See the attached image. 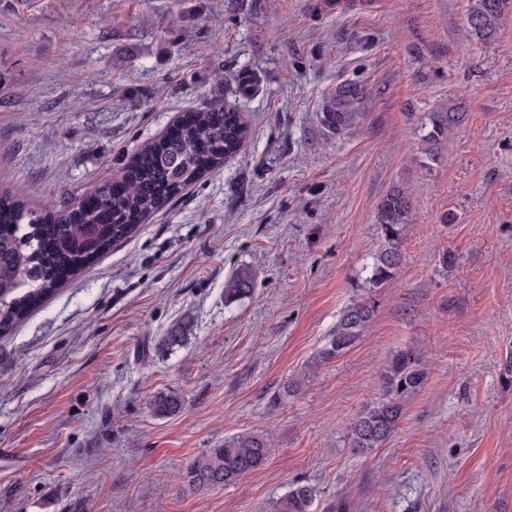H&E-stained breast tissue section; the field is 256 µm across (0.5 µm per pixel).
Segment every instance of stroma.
Returning a JSON list of instances; mask_svg holds the SVG:
<instances>
[{
  "instance_id": "1",
  "label": "stroma",
  "mask_w": 512,
  "mask_h": 512,
  "mask_svg": "<svg viewBox=\"0 0 512 512\" xmlns=\"http://www.w3.org/2000/svg\"><path fill=\"white\" fill-rule=\"evenodd\" d=\"M470 0H0V189L56 205L125 175L189 111L242 104L244 151L151 214L0 337V512H269L297 483L315 512H512V16L469 38ZM369 93L330 135L327 92ZM468 116L427 158L422 122ZM413 193L402 264L375 288L377 205ZM252 277L224 301V280ZM359 342L317 353L355 299ZM191 337L159 350L170 328ZM427 372L384 446L347 427L393 357ZM291 384L288 396H271ZM174 393L180 413L156 416ZM255 431L266 463L189 491V465ZM252 288V279L248 272L240 271L224 280V301L234 302L246 296Z\"/></svg>"
}]
</instances>
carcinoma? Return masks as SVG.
Instances as JSON below:
<instances>
[{
    "label": "carcinoma",
    "instance_id": "cac0c4a2",
    "mask_svg": "<svg viewBox=\"0 0 512 512\" xmlns=\"http://www.w3.org/2000/svg\"><path fill=\"white\" fill-rule=\"evenodd\" d=\"M512 14V0H471L466 15L468 33L487 44L496 41L503 19ZM256 90L248 72L226 83L224 106L186 113L172 135L137 152L126 180L127 188L116 194L112 185L91 189L89 208L73 202L63 208L51 204L31 207L0 191V337L7 336L25 319L32 307L51 295L61 281L59 272L75 273L91 264L112 245L131 237L143 220L193 183L204 171L219 167L239 154L251 137V125L239 102ZM368 93L358 80L336 85L322 104L320 123L328 133L341 137L363 117L359 106ZM466 117L462 102L451 100L448 111L431 112L424 123V140L430 143L428 158L437 160L438 148L448 133ZM411 193L392 188L378 205L382 246L367 267L369 282L380 287L400 266L402 226L409 221ZM252 288L248 272L224 280V301L246 296ZM375 315L367 300L351 302L340 315L333 334L318 351L319 362L346 354L363 336ZM190 325L174 327L161 340L166 349L188 340ZM426 372L418 355L398 354L385 374V396L349 423L347 444L363 454L382 447L396 431L403 415V402L424 384ZM158 416L178 414L183 401L172 394H159L150 402ZM270 452L267 438L243 431L224 438V443L206 450L187 471V483L195 489L230 485L265 463ZM317 491L297 484L273 503L270 512H312Z\"/></svg>",
    "mask_w": 512,
    "mask_h": 512
}]
</instances>
